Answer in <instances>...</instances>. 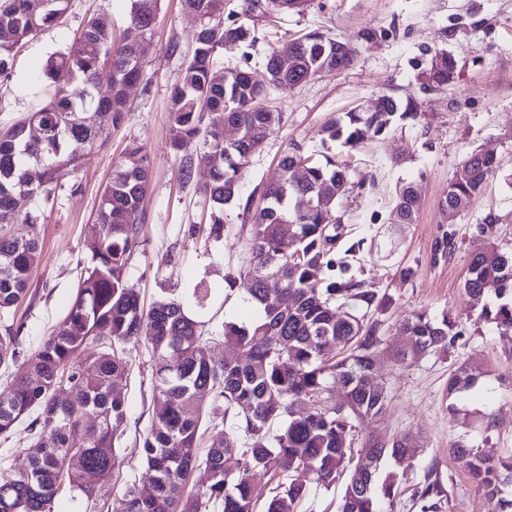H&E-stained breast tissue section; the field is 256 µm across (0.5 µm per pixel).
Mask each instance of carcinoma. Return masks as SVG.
Wrapping results in <instances>:
<instances>
[{
  "label": "carcinoma",
  "instance_id": "carcinoma-1",
  "mask_svg": "<svg viewBox=\"0 0 512 512\" xmlns=\"http://www.w3.org/2000/svg\"><path fill=\"white\" fill-rule=\"evenodd\" d=\"M310 0H250L249 11L265 16L301 13ZM160 0H130L128 23L144 36L141 44L113 37L109 25L92 19L65 51L48 60L40 101L21 120L0 128V366L18 361L21 327L10 321L25 296L37 259L36 238L11 231L37 215L19 218L15 197L26 194L47 203L55 194L60 167L79 166L107 130L125 120L127 90L142 77ZM200 20L195 48L170 97L171 147L192 143L207 150L209 180L202 194L213 205L211 220L223 223L224 204L241 197V173L262 146L281 114L266 104L270 90H291L325 73L347 69L352 53L322 32L291 41L293 62L285 70L272 50L260 70L236 67L220 81L216 52L224 42H244L248 30L224 18V0H182ZM69 0H0V77L10 74L17 48L67 12ZM107 93L99 94L103 73ZM457 63L445 49L430 57L425 91L445 92L455 82ZM379 109L353 108L323 128L322 143L354 147L391 132L399 120L424 116L418 103L378 97ZM238 130L224 143V126ZM137 166H119L101 196L91 264L73 304L56 331L26 359L27 373L0 387V437L38 410L28 425L33 436L29 464L0 468V512H53L62 489L95 502L110 489L122 465L117 454L127 419L125 398L114 385L128 375L130 344L145 342L154 362L152 418L143 435L141 456L150 476L128 481L116 512H289L312 487L326 490L346 478L338 512H385L396 497L397 471L419 447L411 433L378 437L367 431L389 408V390L376 379L383 359L403 366L448 351L459 333L448 316L418 313L401 324L412 343L385 342L380 323L369 313L388 311L386 294L366 290L349 276L348 262L336 258L341 219L331 213L361 185L350 166L330 159L311 162L292 145L262 193L250 228L249 265L239 277L249 284L245 300L256 316L226 321L215 331L175 301L141 305L139 291L125 270L142 231L138 224L150 183V165L138 146ZM42 166L40 181L28 180L29 167ZM303 175H298V170ZM494 172L493 157L473 152L448 184L443 208L456 211L483 189ZM419 196L411 184L396 188L391 223L412 224ZM464 288L480 317L512 331V249L486 244L473 254ZM495 296L498 303L489 304ZM109 329L100 336L97 330ZM236 352L218 360L212 345ZM485 372L470 359L448 377V396L474 387ZM345 400L335 401L336 387ZM206 397H200L201 393ZM224 407L218 423L205 424V402ZM304 401L308 408L295 412ZM448 455L468 469L477 485L498 498L500 512H512V456L491 462L463 441ZM207 473L197 487L196 472ZM267 477L264 484L255 477ZM445 488L434 471L416 485L421 512H439Z\"/></svg>",
  "mask_w": 512,
  "mask_h": 512
}]
</instances>
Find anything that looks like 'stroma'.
<instances>
[{
	"instance_id": "stroma-1",
	"label": "stroma",
	"mask_w": 512,
	"mask_h": 512,
	"mask_svg": "<svg viewBox=\"0 0 512 512\" xmlns=\"http://www.w3.org/2000/svg\"><path fill=\"white\" fill-rule=\"evenodd\" d=\"M247 4L226 0L225 9L250 26L256 42L250 48L240 43L219 48L222 66L258 65L272 49L311 30L346 44L354 63L274 94L282 120L245 165L243 194H262L291 143L322 155V126L357 105H371L380 94L414 98L425 114L418 122H399L386 137L332 149L364 186L362 195L341 204L340 212L347 242L362 246L352 275L364 288L392 299L380 318L381 334L387 341H402L401 321L423 311L447 313L463 332L448 353L408 368L379 364L376 375L389 384L391 401L374 431L380 436L411 431L421 437L415 458L399 473L401 493L394 512H419L410 492L431 467L446 489L439 512H500L497 498L479 489L467 469L449 458L448 447L461 439L494 457L512 454V332L481 319L464 289L473 253L489 242L512 248V0H312L305 13L277 18L249 17ZM129 7V0H70L61 23L26 42L14 56L10 77L0 78V127L35 103L47 60L64 51L89 19H105L116 38L134 39ZM198 26L181 0H160L153 48L143 59L144 79L128 91L123 125L97 143L79 168L57 171L54 203L30 199L22 204V212H40L34 225L21 230L35 234L42 248L14 314L23 326L19 342L24 353H33L65 318L91 263L88 227L96 221L113 168L128 163L132 144L149 157L152 177L142 205L140 242L126 268L128 282L148 304L161 297L192 304L195 288L205 284L212 294L198 311L199 320L216 326L251 318L245 282L237 280L230 291L225 279L236 277L249 259L252 215L239 203L226 205L222 232L213 236L211 205L199 191L209 174L206 153L202 146H191L195 179L185 184L170 147V95ZM369 30L377 34L370 43L362 38ZM173 43L178 46L174 52L169 49ZM442 48L455 57L458 76L447 92L429 94L423 90V72L432 51ZM476 149L494 157L496 170L454 223H446L441 204L448 185ZM409 182L420 196L417 219L389 223L395 189ZM490 213L498 215V223H485ZM445 234L453 238L455 250L439 261L435 249ZM469 357L482 361L488 373L452 415L448 377ZM130 363L129 376L119 385L128 414L119 449L123 464L111 480L116 496L127 480L148 478L138 448L150 423L152 396V367L144 347L132 352Z\"/></svg>"
}]
</instances>
